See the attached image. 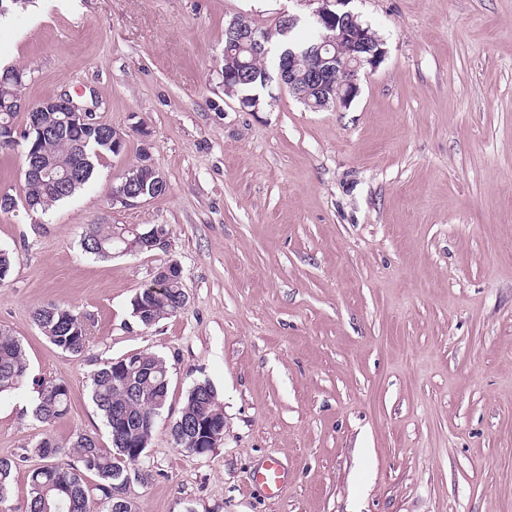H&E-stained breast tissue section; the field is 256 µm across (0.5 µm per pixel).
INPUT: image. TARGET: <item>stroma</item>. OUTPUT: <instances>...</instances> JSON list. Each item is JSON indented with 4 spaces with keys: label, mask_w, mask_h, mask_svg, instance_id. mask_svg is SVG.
Wrapping results in <instances>:
<instances>
[{
    "label": "stroma",
    "mask_w": 512,
    "mask_h": 512,
    "mask_svg": "<svg viewBox=\"0 0 512 512\" xmlns=\"http://www.w3.org/2000/svg\"><path fill=\"white\" fill-rule=\"evenodd\" d=\"M386 54L348 105L307 109L270 82L258 110L224 92V26L274 27L302 0H30L0 16V65L24 100L68 93L122 131L120 154L48 219L0 212L16 263L0 327L27 372L0 396V512H23L36 442L111 445L90 376L131 353L169 366V399L131 485L136 512H512V0H352ZM148 148L164 196L112 206ZM164 224L170 244L98 259L91 224ZM188 294L146 327L135 294L169 262ZM86 316L84 353L50 345L45 303ZM65 383L67 414H32ZM224 439L178 448L194 383ZM276 459L273 498L252 481ZM69 393L65 384L42 382L35 397L34 414L37 419L48 422L64 416L68 411Z\"/></svg>",
    "instance_id": "stroma-1"
}]
</instances>
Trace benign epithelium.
Segmentation results:
<instances>
[{
	"instance_id": "obj_1",
	"label": "benign epithelium",
	"mask_w": 512,
	"mask_h": 512,
	"mask_svg": "<svg viewBox=\"0 0 512 512\" xmlns=\"http://www.w3.org/2000/svg\"><path fill=\"white\" fill-rule=\"evenodd\" d=\"M299 2L312 7L309 13L310 21L332 29L333 33L321 35L318 43L308 53L313 65L307 67L306 77L301 83L297 82V76L294 74L295 55L288 54V90L294 96L306 100L311 94H316L317 101L311 103V108L315 111L325 109L331 104L345 105L352 101L359 91L360 73L368 68L376 69L383 60L384 41L370 26L362 25L354 12L347 10L338 13L331 9V6L336 4L346 5L350 0ZM226 29L236 34L239 40L252 46L256 53L265 50V44L270 42L267 32H259V29L245 18L231 19ZM340 42L348 48V58L345 60L331 52V49L337 47ZM19 110L27 113L28 126L32 128L39 127L44 112L63 113L61 123L65 127L97 125L92 118V112L79 106L66 93L46 98L36 106L22 101L19 103ZM149 181L160 187L164 185L165 178L154 166L149 151L145 149L142 159L132 169V174L125 175L121 184L111 186L108 192L111 204L128 207L148 199L142 186Z\"/></svg>"
}]
</instances>
